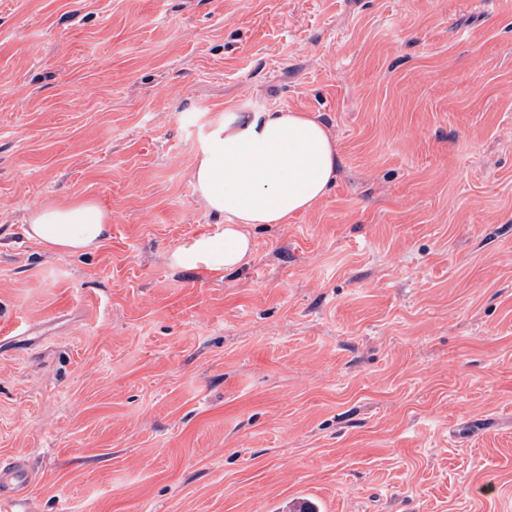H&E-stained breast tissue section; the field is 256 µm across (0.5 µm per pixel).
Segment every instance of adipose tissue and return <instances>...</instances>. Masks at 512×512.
<instances>
[{"mask_svg":"<svg viewBox=\"0 0 512 512\" xmlns=\"http://www.w3.org/2000/svg\"><path fill=\"white\" fill-rule=\"evenodd\" d=\"M341 159L324 125L305 112L251 109L210 123L192 178L206 208L225 218L223 233L175 250L174 263L233 272L253 252L252 224H284L328 192ZM111 215L90 200L41 204L28 216V235L62 252L91 250L110 232Z\"/></svg>","mask_w":512,"mask_h":512,"instance_id":"obj_1","label":"adipose tissue"}]
</instances>
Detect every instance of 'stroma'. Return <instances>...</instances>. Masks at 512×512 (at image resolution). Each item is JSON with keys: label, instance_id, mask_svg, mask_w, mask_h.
Wrapping results in <instances>:
<instances>
[{"label": "stroma", "instance_id": "35a3bbf8", "mask_svg": "<svg viewBox=\"0 0 512 512\" xmlns=\"http://www.w3.org/2000/svg\"><path fill=\"white\" fill-rule=\"evenodd\" d=\"M252 108L321 121L335 184L239 271L172 265ZM77 198L96 250L26 237ZM14 458L31 512H512V0H0Z\"/></svg>", "mask_w": 512, "mask_h": 512}]
</instances>
